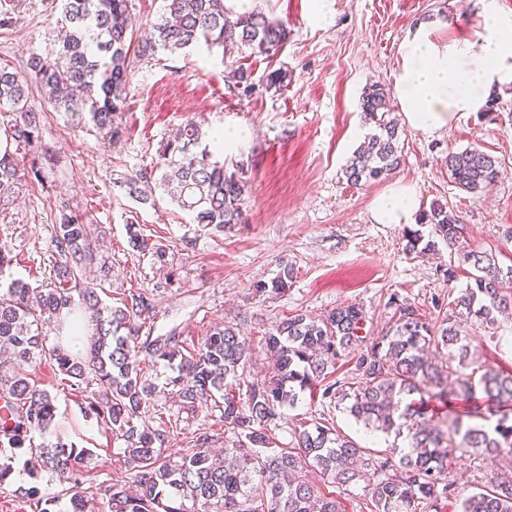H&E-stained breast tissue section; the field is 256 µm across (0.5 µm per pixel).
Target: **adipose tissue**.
I'll list each match as a JSON object with an SVG mask.
<instances>
[{"label":"adipose tissue","mask_w":512,"mask_h":512,"mask_svg":"<svg viewBox=\"0 0 512 512\" xmlns=\"http://www.w3.org/2000/svg\"><path fill=\"white\" fill-rule=\"evenodd\" d=\"M432 22L409 31L399 47L396 97L405 121L424 136L450 127L461 112H477L494 94L512 88V17L486 0L471 37L439 42ZM418 200L401 186L373 205L379 224H412Z\"/></svg>","instance_id":"ef3b65f1"}]
</instances>
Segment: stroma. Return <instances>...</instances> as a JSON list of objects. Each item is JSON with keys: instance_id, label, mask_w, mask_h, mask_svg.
<instances>
[{"instance_id": "stroma-1", "label": "stroma", "mask_w": 512, "mask_h": 512, "mask_svg": "<svg viewBox=\"0 0 512 512\" xmlns=\"http://www.w3.org/2000/svg\"><path fill=\"white\" fill-rule=\"evenodd\" d=\"M484 0H330L328 22L315 19L312 0H254V10L282 22L289 34L273 55L252 53L236 45L207 48L200 44L175 53L160 51L135 59L117 123L119 138L104 137L93 124H76L65 113L35 100L39 133L20 150V167L38 164V177L23 179L0 199V246L13 262L0 271V283L19 279L31 287L47 284L51 263L48 245L56 204L92 226V245L109 273L102 278L105 304L120 305L129 291L154 293V312L144 324L151 336L177 331L188 345H200L214 326L236 324L248 338L253 357L240 378L248 385L268 378L271 365L265 336L276 322L304 313L318 317L353 304L363 309L371 336L388 326L390 296L413 303L429 320L438 304L465 288L467 274L446 281L443 272L454 256L448 248L416 254L406 248L405 227L379 224L372 218L375 199L404 185L421 208L449 205L461 216L470 248L495 252L500 266L512 264V90L496 95L492 112H463L451 128L431 137L404 128L400 147L404 162L383 180L347 184L342 169L363 142L365 125L360 102L370 85L390 94L393 117H401L394 99V77L400 66L399 45L425 19L440 20L438 40L466 37ZM13 23L0 27V66L22 72L30 56L55 55L59 5L52 0H14ZM251 70L255 90L243 94L228 77L231 68ZM289 72L278 92L265 90L266 73ZM202 126L206 146L227 172L247 182V221L224 233H209L163 192L141 203L130 198L119 179L159 161L164 146L187 121ZM241 134L236 149L216 146L213 133ZM476 146L495 158L506 177L476 193L448 180L449 152ZM137 223L152 242L167 250L165 264L134 252L127 226ZM192 247H183V240ZM294 269L284 294L259 296L252 286L270 280L281 265ZM472 351L481 361L512 370V316L489 329L477 322L465 326ZM26 374L55 399L54 425L48 440L63 439L92 449L83 487L93 492L131 473L118 463L120 441L85 417L88 389H74L55 365L39 359ZM165 415L178 417L179 433L164 447L175 456L188 447L201 424L214 423L209 409L195 412L164 399ZM324 423L367 448L385 450V435L367 431L342 406L301 394L284 407L271 432L281 447L314 423ZM15 472L0 486V512H35L33 500L19 487H37L42 498L67 506V482L40 473L30 477L26 450H15Z\"/></svg>"}]
</instances>
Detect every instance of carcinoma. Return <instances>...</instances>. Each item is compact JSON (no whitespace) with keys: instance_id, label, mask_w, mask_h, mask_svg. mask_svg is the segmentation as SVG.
<instances>
[{"instance_id":"cac0c4a2","label":"carcinoma","mask_w":512,"mask_h":512,"mask_svg":"<svg viewBox=\"0 0 512 512\" xmlns=\"http://www.w3.org/2000/svg\"><path fill=\"white\" fill-rule=\"evenodd\" d=\"M61 2L65 34L56 56L30 57L23 74L0 68V111L14 115L8 136L18 150L30 146L38 132L39 117L30 105L35 89L53 110L76 123L88 120L107 136L118 133L114 118L124 108L131 76V0ZM153 29L154 39L141 46L143 56L201 42L222 46L228 36L267 53L288 39L283 24L259 11H232L224 0H166V12ZM360 108L372 128L343 168L354 186L393 173L403 161L400 126L390 116L384 88L370 86ZM201 139L200 126L187 122L175 143L163 149L160 165L121 183L130 197L142 201L157 187L191 213L193 223L222 233L228 224L246 222V182L227 173L210 151H190ZM446 165L449 181L472 193L504 175L498 162L476 147L448 152ZM24 178L15 154L4 151L0 196ZM418 224L430 226L431 234L409 230V251L435 252L442 243L459 264L473 269L467 286L448 301V314L433 322L414 304L395 299L390 302L394 322L367 346L361 335L366 315L358 306L344 305L319 318H285L265 338L272 375L248 385L241 397L231 386L251 360V349L239 329L217 326L191 350L176 331L141 336L139 320L154 309L153 292L132 291L122 305L111 307L95 283L79 285L97 263V252L88 225L62 203L50 241L49 287L37 291L13 280L0 295V350L9 354L12 367L0 371V447L28 449L29 474L50 472L72 483L66 512H94L93 495L80 482L92 450L62 440L33 444L35 435L50 430L56 405L20 369L44 356L73 386L95 380L98 391L85 402V416L123 441L122 462L133 471V484L117 480L100 487L109 512H340L336 494L358 485L373 512H440L452 496L459 502L457 512H512V461L505 470L491 471L467 495L450 481L451 463L461 448L491 461L512 456V371L478 362L462 337L466 322L476 319L492 327L496 313L512 307V266L500 267L491 251L468 248L460 216L444 204L420 211ZM127 233L134 250L166 262V250L149 243L136 224H129ZM292 278L293 268L285 265L272 279L254 283L253 290L279 295ZM40 313L57 320L61 341L51 348L36 328ZM81 320L92 326L89 346L83 354L71 353L65 344ZM349 354L354 368L348 387L330 378L337 361ZM153 359L170 366L160 385L148 376ZM165 391L193 413L213 401L224 422L222 455L212 450L216 434L203 427L180 456H163L172 421L163 419L154 428L138 420L154 404L153 397ZM306 391L345 405L356 422L402 437L406 446L368 454L316 422L299 433L296 447H278L268 425ZM441 406L448 411L436 412ZM316 471L337 492L327 494L312 482L309 473ZM20 492L35 501L36 512H56L57 500L38 497L33 487Z\"/></svg>"}]
</instances>
